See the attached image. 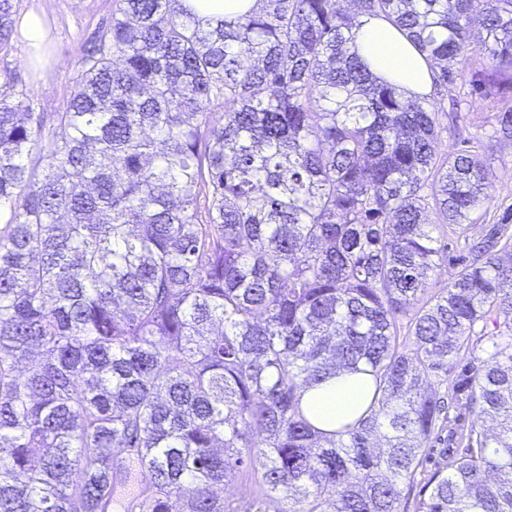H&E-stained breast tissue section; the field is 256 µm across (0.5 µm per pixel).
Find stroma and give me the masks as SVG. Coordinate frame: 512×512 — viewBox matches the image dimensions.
I'll list each match as a JSON object with an SVG mask.
<instances>
[{
	"mask_svg": "<svg viewBox=\"0 0 512 512\" xmlns=\"http://www.w3.org/2000/svg\"><path fill=\"white\" fill-rule=\"evenodd\" d=\"M17 15L39 14L47 29L43 56H34L23 34L0 52V73H10L17 85L32 92L34 111L52 115L63 111L76 89L77 60L99 27L112 19L113 0H14ZM443 130L439 152L478 146L490 171V203L480 223L464 235L449 234L448 247L462 249L481 237L484 227L497 223L512 207V138L498 133L496 117L512 110V85L497 81L487 55L475 52L460 68L444 96L438 97Z\"/></svg>",
	"mask_w": 512,
	"mask_h": 512,
	"instance_id": "1",
	"label": "stroma"
}]
</instances>
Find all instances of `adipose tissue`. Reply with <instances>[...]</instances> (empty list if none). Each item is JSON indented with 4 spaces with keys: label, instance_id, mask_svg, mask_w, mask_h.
Masks as SVG:
<instances>
[{
    "label": "adipose tissue",
    "instance_id": "adipose-tissue-1",
    "mask_svg": "<svg viewBox=\"0 0 512 512\" xmlns=\"http://www.w3.org/2000/svg\"><path fill=\"white\" fill-rule=\"evenodd\" d=\"M374 75L395 83L408 96H425L433 88L435 68L385 18L362 17L353 41ZM373 397L369 376L342 372L306 387L301 404L323 430L336 431L366 411Z\"/></svg>",
    "mask_w": 512,
    "mask_h": 512
}]
</instances>
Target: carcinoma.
<instances>
[{
    "instance_id": "obj_1",
    "label": "carcinoma",
    "mask_w": 512,
    "mask_h": 512,
    "mask_svg": "<svg viewBox=\"0 0 512 512\" xmlns=\"http://www.w3.org/2000/svg\"><path fill=\"white\" fill-rule=\"evenodd\" d=\"M352 2L114 0L50 128L0 81V512H112L133 479L123 512H400L433 439L416 512H512V226L428 294L489 170L352 50L379 16L436 88L477 51L512 80V0ZM464 351L490 432L431 387ZM341 370L376 398L336 436L300 397ZM258 0H183L204 19H236L257 8Z\"/></svg>"
}]
</instances>
